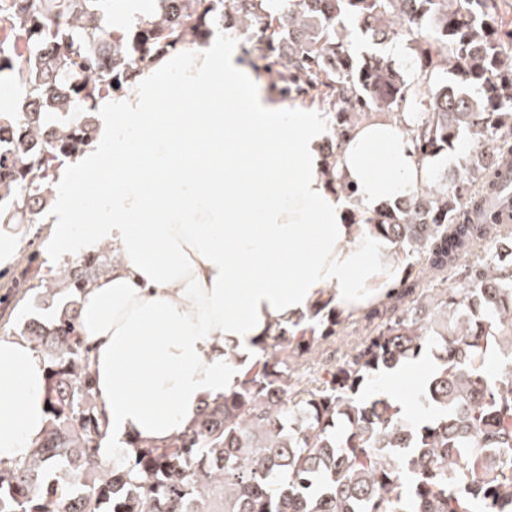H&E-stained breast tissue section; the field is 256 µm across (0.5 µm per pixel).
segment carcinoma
Segmentation results:
<instances>
[{"instance_id": "cac0c4a2", "label": "carcinoma", "mask_w": 512, "mask_h": 512, "mask_svg": "<svg viewBox=\"0 0 512 512\" xmlns=\"http://www.w3.org/2000/svg\"><path fill=\"white\" fill-rule=\"evenodd\" d=\"M104 0H0V72L25 100L0 104V223L31 224L62 158L94 140L89 117L47 131L49 112L92 110L150 65L219 24L258 52L284 97L312 94L336 153L374 111L399 120L422 158L459 153L453 175L349 220L405 254L387 300L361 314L366 336L315 383L293 366L333 341L332 300L259 344L238 386L163 445L102 465L106 415L75 309L30 341L49 356L48 426L25 460L0 461V512H512V266L482 246L512 227V18L509 0H155L129 30ZM410 42L416 80L389 57L357 59L343 21ZM472 257L464 281L460 261ZM425 356L433 368L408 416L373 389Z\"/></svg>"}]
</instances>
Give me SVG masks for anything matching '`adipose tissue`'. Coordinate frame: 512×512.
Wrapping results in <instances>:
<instances>
[{"label":"adipose tissue","mask_w":512,"mask_h":512,"mask_svg":"<svg viewBox=\"0 0 512 512\" xmlns=\"http://www.w3.org/2000/svg\"><path fill=\"white\" fill-rule=\"evenodd\" d=\"M97 143L73 156L52 213L62 256L112 244L118 257L76 311L112 442L164 444L231 391L271 328L318 302L381 304L400 270L393 243L348 221L429 183L396 120L348 134L326 177L324 121L284 110L218 38L151 65L101 103ZM112 184L87 182L104 163ZM47 364L0 336V460L26 459L47 425Z\"/></svg>","instance_id":"obj_1"}]
</instances>
